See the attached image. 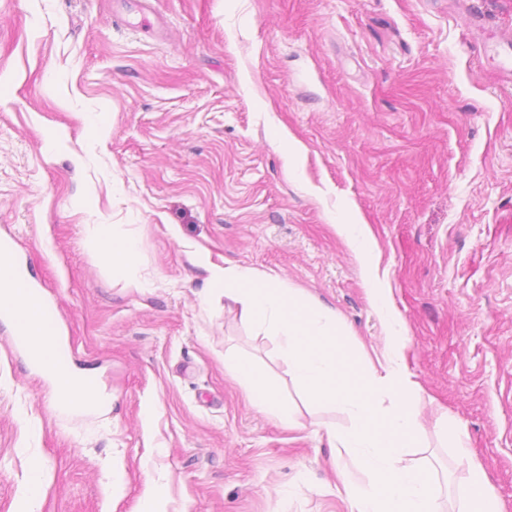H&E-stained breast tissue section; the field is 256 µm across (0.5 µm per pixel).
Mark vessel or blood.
I'll use <instances>...</instances> for the list:
<instances>
[{
    "label": "vessel or blood",
    "mask_w": 512,
    "mask_h": 512,
    "mask_svg": "<svg viewBox=\"0 0 512 512\" xmlns=\"http://www.w3.org/2000/svg\"><path fill=\"white\" fill-rule=\"evenodd\" d=\"M44 304L38 293L29 285L19 271L11 253L0 249V315L8 317L16 326L19 338H27L32 331L50 335L49 326L40 322L38 328H31L30 318L41 319Z\"/></svg>",
    "instance_id": "obj_1"
}]
</instances>
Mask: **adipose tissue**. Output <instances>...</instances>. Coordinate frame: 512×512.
I'll use <instances>...</instances> for the list:
<instances>
[{
  "instance_id": "obj_1",
  "label": "adipose tissue",
  "mask_w": 512,
  "mask_h": 512,
  "mask_svg": "<svg viewBox=\"0 0 512 512\" xmlns=\"http://www.w3.org/2000/svg\"><path fill=\"white\" fill-rule=\"evenodd\" d=\"M224 372L240 387L252 407L275 417L285 425L293 424L289 405L271 386L262 368L245 359L229 357L224 361ZM452 446L467 470L462 512H503L500 498L490 484L482 462L474 456L467 440L461 435H454Z\"/></svg>"
}]
</instances>
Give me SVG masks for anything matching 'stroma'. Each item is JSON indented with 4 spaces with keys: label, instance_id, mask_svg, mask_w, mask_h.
<instances>
[{
    "label": "stroma",
    "instance_id": "35a3bbf8",
    "mask_svg": "<svg viewBox=\"0 0 512 512\" xmlns=\"http://www.w3.org/2000/svg\"><path fill=\"white\" fill-rule=\"evenodd\" d=\"M512 0H0V241L72 370L64 408L0 320V512H346L324 427L210 265L276 276L365 348L411 336L427 447L459 512L467 435L512 512ZM104 224L136 250L120 266ZM264 364L297 428L224 358ZM42 369L54 379L57 387L56 393L60 398L67 401L73 400L90 403V405L81 408H98L104 404L105 396L101 390L89 392L83 388L82 383L87 378L72 372L70 369L64 373H56L53 371L49 360L45 362Z\"/></svg>",
    "mask_w": 512,
    "mask_h": 512
}]
</instances>
